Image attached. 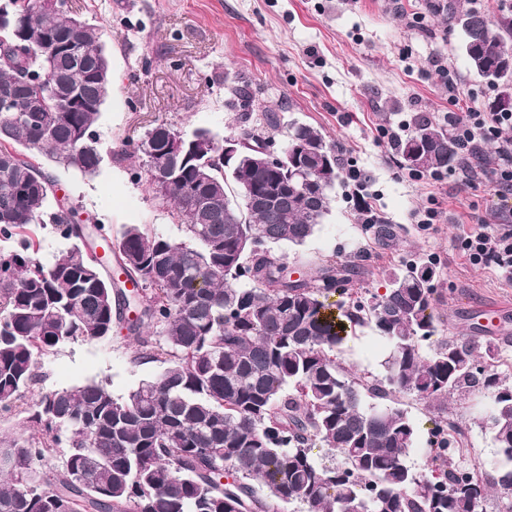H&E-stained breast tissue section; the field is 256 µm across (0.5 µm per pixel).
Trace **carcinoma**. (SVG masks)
<instances>
[{
	"mask_svg": "<svg viewBox=\"0 0 512 512\" xmlns=\"http://www.w3.org/2000/svg\"><path fill=\"white\" fill-rule=\"evenodd\" d=\"M470 69L497 94L491 112H512V13L491 18L452 8ZM49 37L74 41L80 59L58 50L0 53V96L35 105L27 117L0 111V417H27L39 434L0 440V512H486L488 489L512 485V386L499 346L475 337L426 351L439 317L433 267L414 263L388 275L382 294L362 295L355 265L329 264L311 276L275 252L301 246L330 211L336 183L366 175L344 168L321 129L282 125L275 112L240 113L229 137L268 145L282 133L286 171L241 161L224 165V139L167 124L116 158H145L136 175L170 206L183 240L126 224L117 234L89 224L55 196L57 179L35 162L92 175L102 162L94 127L111 88L99 29L52 0H0V50ZM251 106L246 84L229 87ZM399 166L420 173L466 163L453 134L427 113L393 142ZM166 158L168 180L151 161ZM270 205L243 200V184ZM373 240L389 245L402 228L357 201ZM71 246L44 263L36 229L45 221ZM112 244L111 268L89 253ZM340 293L346 300L328 298ZM116 324L135 337V366L160 371L126 396L88 382L27 394L42 357L60 347L112 338ZM369 327L389 345L382 379L355 375L340 358L348 330ZM495 389L488 420L494 470L461 462L462 429L436 425L437 465L416 473L406 458L416 428L395 393L441 404L450 395ZM321 446L336 462H321Z\"/></svg>",
	"mask_w": 512,
	"mask_h": 512,
	"instance_id": "carcinoma-1",
	"label": "carcinoma"
}]
</instances>
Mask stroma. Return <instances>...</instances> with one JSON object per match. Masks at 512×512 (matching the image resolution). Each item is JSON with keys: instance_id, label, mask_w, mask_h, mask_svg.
Returning <instances> with one entry per match:
<instances>
[{"instance_id": "1", "label": "stroma", "mask_w": 512, "mask_h": 512, "mask_svg": "<svg viewBox=\"0 0 512 512\" xmlns=\"http://www.w3.org/2000/svg\"><path fill=\"white\" fill-rule=\"evenodd\" d=\"M450 0H70L72 13L95 25L113 71V89L99 120L103 160L95 174L58 172V194L83 216L112 229L147 224L181 239L165 206L134 178L135 162L116 160L112 150L139 139L155 124L182 131L211 130L224 137L238 108L227 87L247 83L256 113L271 110L283 121L320 128L343 147L346 165L368 175L363 187L337 184L331 207L314 235L300 247L282 246L290 267L326 259L356 263L360 288L383 291L389 272L403 265L433 263L432 286L439 331L426 348L451 336L512 341V281L491 268L471 265L459 237L483 226L512 225V201H501L482 182L462 186V169L443 181L411 177L399 167L380 129L399 130L425 112L436 121L454 108H484L494 90L470 71L462 35L448 11ZM448 67L453 81L439 74ZM401 225L397 243L380 246L355 216L357 197ZM436 200L439 223L420 228L419 210ZM500 305L499 315L485 312ZM135 342L126 333L108 341L76 343L44 356L36 392L86 382L127 394L159 366L132 365ZM386 341L370 328L357 329L342 358L359 375L382 374ZM415 426V449L407 459L426 471L435 419L457 422L466 432L469 461L492 469L496 459L489 427L478 419L492 405L491 393L448 400L445 410L412 395L401 396Z\"/></svg>"}]
</instances>
